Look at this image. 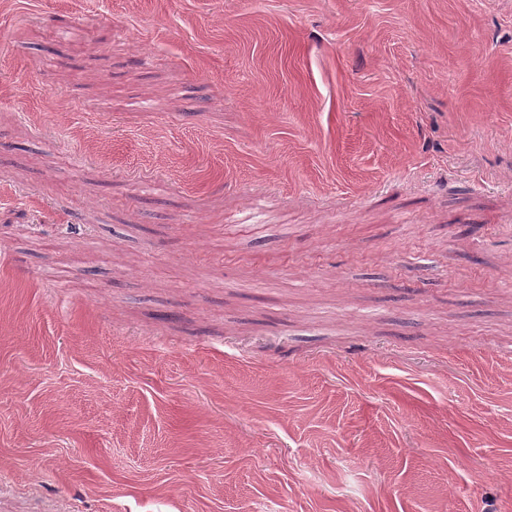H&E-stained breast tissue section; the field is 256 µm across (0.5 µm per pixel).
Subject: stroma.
I'll list each match as a JSON object with an SVG mask.
<instances>
[{
    "label": "stroma",
    "mask_w": 512,
    "mask_h": 512,
    "mask_svg": "<svg viewBox=\"0 0 512 512\" xmlns=\"http://www.w3.org/2000/svg\"><path fill=\"white\" fill-rule=\"evenodd\" d=\"M0 212V512H512V0H0Z\"/></svg>",
    "instance_id": "obj_1"
}]
</instances>
